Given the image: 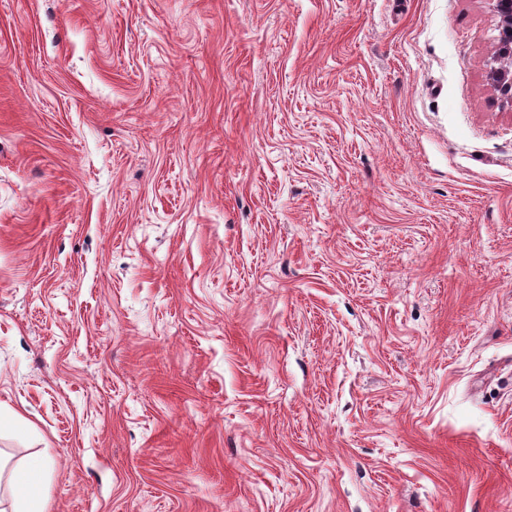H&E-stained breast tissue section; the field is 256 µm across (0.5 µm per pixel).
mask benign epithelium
Returning a JSON list of instances; mask_svg holds the SVG:
<instances>
[{
  "label": "benign epithelium",
  "mask_w": 512,
  "mask_h": 512,
  "mask_svg": "<svg viewBox=\"0 0 512 512\" xmlns=\"http://www.w3.org/2000/svg\"><path fill=\"white\" fill-rule=\"evenodd\" d=\"M496 19L497 35L484 79L497 99L512 108V0H485Z\"/></svg>",
  "instance_id": "7a95c632"
}]
</instances>
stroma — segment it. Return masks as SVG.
<instances>
[{"mask_svg":"<svg viewBox=\"0 0 512 512\" xmlns=\"http://www.w3.org/2000/svg\"><path fill=\"white\" fill-rule=\"evenodd\" d=\"M484 0H0V459L51 512H512V109ZM49 464L44 456L36 455L14 467L8 478L12 499L11 512H48L45 484Z\"/></svg>","mask_w":512,"mask_h":512,"instance_id":"35a3bbf8","label":"stroma"}]
</instances>
